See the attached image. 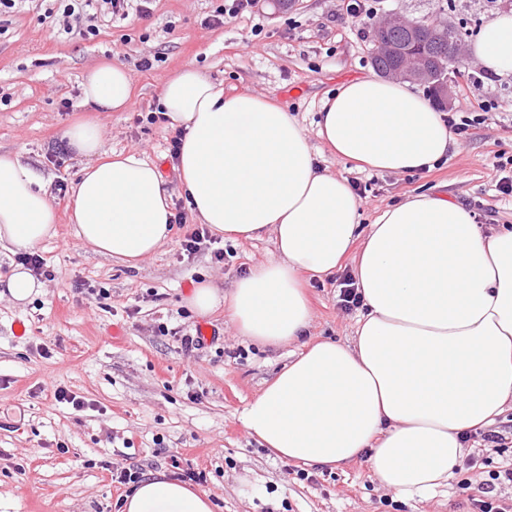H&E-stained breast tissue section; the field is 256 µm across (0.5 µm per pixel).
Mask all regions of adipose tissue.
Returning a JSON list of instances; mask_svg holds the SVG:
<instances>
[{"instance_id":"adipose-tissue-1","label":"adipose tissue","mask_w":512,"mask_h":512,"mask_svg":"<svg viewBox=\"0 0 512 512\" xmlns=\"http://www.w3.org/2000/svg\"><path fill=\"white\" fill-rule=\"evenodd\" d=\"M482 67L512 76V13L470 41ZM86 103L118 112L133 96L122 65L102 62L82 81ZM160 106L183 137V195L212 234L271 237L275 258L232 288H195L199 315L226 306L240 335L280 347L303 343L246 406L245 429L285 463L340 468L366 459L380 487L412 500L446 488L476 429L512 406V228L482 231L473 211L432 191L362 224L349 180L320 169L298 120L268 98L228 92L187 65ZM317 135L354 169L413 174L444 160L453 136L410 84L358 78L320 106ZM84 158L70 221L95 252L128 265L173 233L172 192L153 162L103 149L100 128L63 134ZM43 180L20 154L0 151V249L27 251L54 230ZM351 260L362 297L348 342L308 339L306 273ZM122 512H214L207 494L165 475L141 481Z\"/></svg>"}]
</instances>
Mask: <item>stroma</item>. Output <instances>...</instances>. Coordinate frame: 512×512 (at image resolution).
<instances>
[{
  "label": "stroma",
  "instance_id": "stroma-1",
  "mask_svg": "<svg viewBox=\"0 0 512 512\" xmlns=\"http://www.w3.org/2000/svg\"><path fill=\"white\" fill-rule=\"evenodd\" d=\"M75 0H18L0 13V151L19 153L43 177L58 215L56 231L37 244L52 278L24 306L0 298V512H120L130 485L112 478V467L135 466L143 475L176 470L201 474L195 491L210 494L214 512H468L489 468L512 464V447L498 450L472 440L470 488L450 478L444 492L404 501L378 486L359 460L340 469H312L276 459L242 424L241 414L266 381L300 345L268 347L240 336L225 308L202 317L187 300L210 282L222 289L259 263L275 257L271 238L224 243L223 261L210 251L187 256L180 242L196 224L189 205L171 240L130 267L95 253L78 238L68 216L72 187L84 164L63 138L73 122H97L106 150L136 153L156 163L176 187L169 157L174 134L166 122L148 123L164 82L186 65L197 67L228 91L270 98L297 117L324 170L359 186L362 221L369 224L388 205L429 190L473 210L482 230L512 225V194L500 191L512 159V77L491 89L473 85L461 65L455 101L499 103L486 123L458 137L446 161L420 174L377 175L354 170L318 138V110L345 81L373 76L371 31L384 14L421 17L437 0H367L360 22L348 0H291L272 9L205 25L216 0H151L149 16L94 13L74 16ZM512 0H453L448 19L464 38ZM154 65L138 70L141 59ZM125 65L134 86L126 111L103 112L83 101L85 72L99 62ZM313 338L352 337L356 313L337 305L335 276L308 278ZM25 335H17L18 324ZM204 323L213 345L185 355L181 338ZM120 336H113V329ZM64 388L84 397L75 411L57 402Z\"/></svg>",
  "mask_w": 512,
  "mask_h": 512
}]
</instances>
